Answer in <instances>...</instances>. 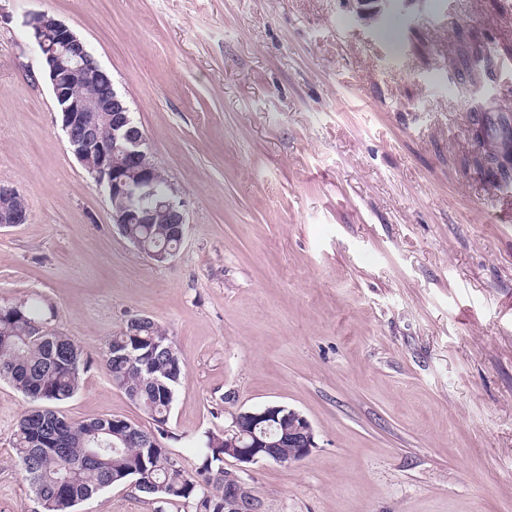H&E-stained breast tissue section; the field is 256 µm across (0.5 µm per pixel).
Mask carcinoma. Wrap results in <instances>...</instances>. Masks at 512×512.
<instances>
[{
  "label": "carcinoma",
  "instance_id": "1",
  "mask_svg": "<svg viewBox=\"0 0 512 512\" xmlns=\"http://www.w3.org/2000/svg\"><path fill=\"white\" fill-rule=\"evenodd\" d=\"M485 143L512 152L508 123L501 130L478 120ZM127 233L148 256L179 248L168 235L167 217L156 224H129ZM167 331L156 321L126 323L105 344L103 360L112 383L153 424L167 423L186 366L168 342L152 343ZM148 354V366L137 360ZM86 367L81 347L71 337L45 326L37 306L26 302L0 307V379L10 382L35 407L19 419L12 441L17 464L36 508L33 512H73L79 503L116 484L130 483L156 504L155 512H224V436L210 434L193 470L185 469L167 448L155 446L146 428L112 427V418L73 421L56 406L79 390Z\"/></svg>",
  "mask_w": 512,
  "mask_h": 512
}]
</instances>
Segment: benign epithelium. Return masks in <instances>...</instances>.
<instances>
[{
  "instance_id": "obj_1",
  "label": "benign epithelium",
  "mask_w": 512,
  "mask_h": 512,
  "mask_svg": "<svg viewBox=\"0 0 512 512\" xmlns=\"http://www.w3.org/2000/svg\"><path fill=\"white\" fill-rule=\"evenodd\" d=\"M361 19L375 20L388 6L386 0H358ZM29 28L40 71L49 82L66 135L67 150L95 182L105 185L108 197L129 204L112 214V223L154 224L158 214L168 216L169 233L185 235L186 217L173 191L156 196L155 177L146 162L147 138L133 122L126 99L114 88L112 77L96 60L86 43L65 23L47 12L29 16ZM110 134H103L104 129ZM19 191L0 183V227L25 224L28 211L16 205ZM289 421L293 427L277 440L268 428ZM224 446L238 463L281 462L279 448H298L288 462L306 458L316 447L310 422L297 411L270 404L232 415L224 430ZM246 484L224 485V512H256L260 505L244 497Z\"/></svg>"
}]
</instances>
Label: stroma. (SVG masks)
Instances as JSON below:
<instances>
[{
	"label": "stroma",
	"instance_id": "obj_1",
	"mask_svg": "<svg viewBox=\"0 0 512 512\" xmlns=\"http://www.w3.org/2000/svg\"><path fill=\"white\" fill-rule=\"evenodd\" d=\"M0 0V305L29 301L87 367L61 412L145 416L104 346L135 315L186 364L156 436L197 465L235 410L304 415L297 463L224 462L262 512H512V179L475 110L512 118V0ZM107 69L186 214L154 264L71 155L25 16ZM494 56L480 78L475 49ZM28 400L0 380V512H33L11 444ZM75 512H154L130 484ZM18 197L20 193L13 185L0 183V227L27 223L28 211L16 205Z\"/></svg>",
	"mask_w": 512,
	"mask_h": 512
}]
</instances>
